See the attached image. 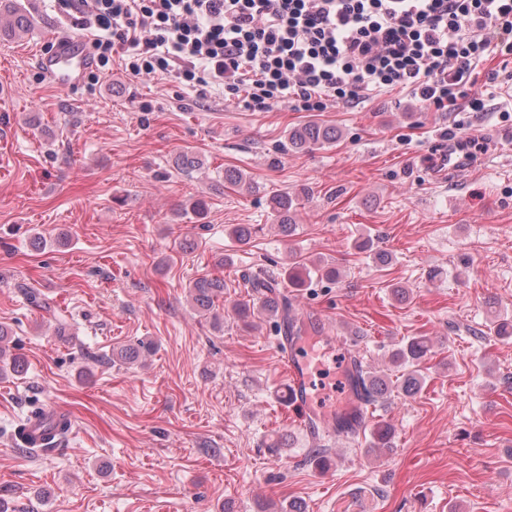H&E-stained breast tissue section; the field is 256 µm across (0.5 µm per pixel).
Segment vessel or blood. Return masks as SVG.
<instances>
[{"label":"vessel or blood","instance_id":"b4317fda","mask_svg":"<svg viewBox=\"0 0 512 512\" xmlns=\"http://www.w3.org/2000/svg\"><path fill=\"white\" fill-rule=\"evenodd\" d=\"M40 64L43 70L53 76L57 85L71 89L80 84L85 71L91 66V60L81 40L72 38L57 42L54 52L41 57ZM306 342V337L302 335L284 337L281 357L290 380L291 397L307 422H314L323 427L331 426L337 419L360 413L361 407L353 397L347 398L341 406L328 411L314 408V368L311 359L301 353Z\"/></svg>","mask_w":512,"mask_h":512}]
</instances>
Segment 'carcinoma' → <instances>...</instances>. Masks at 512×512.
Wrapping results in <instances>:
<instances>
[{
  "label": "carcinoma",
  "instance_id": "carcinoma-1",
  "mask_svg": "<svg viewBox=\"0 0 512 512\" xmlns=\"http://www.w3.org/2000/svg\"><path fill=\"white\" fill-rule=\"evenodd\" d=\"M0 15L8 17V23L3 27V34L19 36L26 33L32 26V19L24 13L14 0H0ZM336 128L318 123H307L294 128L290 132L289 142L295 150H306L316 145L329 144L336 141ZM224 181L245 190L253 188L250 179L238 169L224 170ZM271 209L276 217L278 228L284 235L292 233L294 224L292 213L296 211L294 200L281 194L271 196ZM325 279H336V268L321 266L313 263L304 265L302 269L291 264L278 275L268 271H259L246 279V287L250 288L252 304L242 303L236 306L238 314L248 316L256 313L276 322L277 333L280 336H293L299 328L295 324L292 299L288 296L287 288H298L311 279V274ZM224 295V279L218 276H205L197 279L191 286L190 296L193 303L203 309L211 310L216 307V300ZM12 332L0 325V377L14 374L20 376L25 372L24 358L6 344ZM155 345L151 342H139L136 345H124L112 352V358L123 363L137 361L141 354L152 353ZM432 351V341L427 336H409L402 339L399 346L390 353L391 364L399 369V375L391 378L378 374L363 365L362 360L352 355L348 365L353 373L348 375V386L354 391L358 401L365 407L393 394L415 395L425 383V376L420 369ZM365 427V418L356 421V425L341 420L333 429L310 426L311 448L308 454L309 462L315 467L325 470L330 462L327 453L329 441L333 438L355 437ZM394 428L384 419L377 420L368 426L366 437V454L377 457L383 455L392 447Z\"/></svg>",
  "mask_w": 512,
  "mask_h": 512
}]
</instances>
